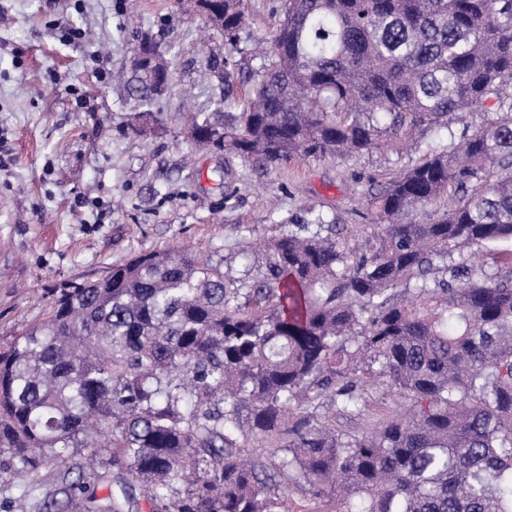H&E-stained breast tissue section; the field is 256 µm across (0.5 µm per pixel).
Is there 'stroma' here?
Masks as SVG:
<instances>
[{
    "label": "stroma",
    "mask_w": 512,
    "mask_h": 512,
    "mask_svg": "<svg viewBox=\"0 0 512 512\" xmlns=\"http://www.w3.org/2000/svg\"><path fill=\"white\" fill-rule=\"evenodd\" d=\"M245 8L233 48L176 0H0V135L9 149L0 162V349L43 318L56 290L146 251L220 245L235 268L242 237L264 240L285 224L347 225L350 247L371 236L368 192L424 148L264 168L195 148L178 121L183 92L202 109L222 89L195 50L199 39L241 72L260 67L251 48L275 34L280 0H245ZM65 26L80 37H64ZM142 34L172 72L146 118L134 87L112 80L130 70ZM398 408L379 385L362 416L334 424L359 435Z\"/></svg>",
    "instance_id": "1"
}]
</instances>
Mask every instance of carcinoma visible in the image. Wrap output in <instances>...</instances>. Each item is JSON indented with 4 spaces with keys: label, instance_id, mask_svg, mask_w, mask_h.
Instances as JSON below:
<instances>
[{
    "label": "carcinoma",
    "instance_id": "cac0c4a2",
    "mask_svg": "<svg viewBox=\"0 0 512 512\" xmlns=\"http://www.w3.org/2000/svg\"><path fill=\"white\" fill-rule=\"evenodd\" d=\"M236 46L243 0H219ZM263 63L205 112H182L215 153L277 166L298 156L424 159L370 192L357 255L335 224L298 225L237 256L152 250L61 288L0 352L7 512H288L295 488L336 512H512V0H281ZM151 112L155 74L134 65ZM475 106L490 117L456 135ZM453 190L451 205L419 212ZM265 258L256 266V255ZM380 382L407 410L342 437L311 413L266 464L246 442L324 400L360 415ZM108 459L96 474L82 459ZM58 488L41 495V471Z\"/></svg>",
    "mask_w": 512,
    "mask_h": 512
}]
</instances>
